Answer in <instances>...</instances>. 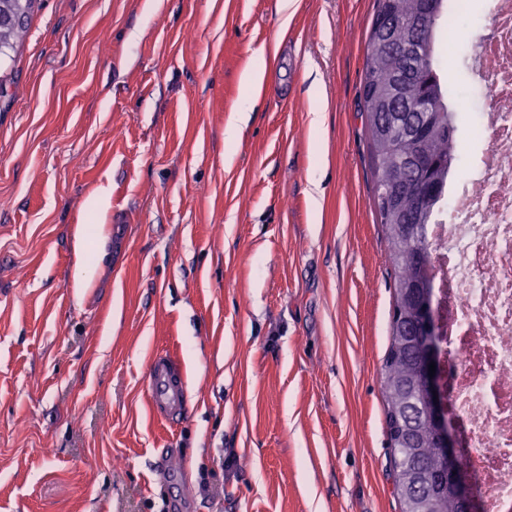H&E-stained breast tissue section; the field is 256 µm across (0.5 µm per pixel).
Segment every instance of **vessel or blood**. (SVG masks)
<instances>
[{
	"label": "vessel or blood",
	"instance_id": "b4317fda",
	"mask_svg": "<svg viewBox=\"0 0 512 512\" xmlns=\"http://www.w3.org/2000/svg\"><path fill=\"white\" fill-rule=\"evenodd\" d=\"M148 406L151 413L171 422L185 412L188 393L179 364L168 354H155L148 371Z\"/></svg>",
	"mask_w": 512,
	"mask_h": 512
}]
</instances>
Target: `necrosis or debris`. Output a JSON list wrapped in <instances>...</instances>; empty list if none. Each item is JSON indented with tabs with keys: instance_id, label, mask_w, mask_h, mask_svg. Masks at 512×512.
Wrapping results in <instances>:
<instances>
[{
	"instance_id": "1",
	"label": "necrosis or debris",
	"mask_w": 512,
	"mask_h": 512,
	"mask_svg": "<svg viewBox=\"0 0 512 512\" xmlns=\"http://www.w3.org/2000/svg\"><path fill=\"white\" fill-rule=\"evenodd\" d=\"M490 15L470 60L493 94L481 116L490 141L476 164L451 169L427 232L451 410L469 439L463 462L491 512H512V0H490Z\"/></svg>"
}]
</instances>
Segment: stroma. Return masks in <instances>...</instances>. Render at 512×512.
Returning <instances> with one entry per match:
<instances>
[{
    "instance_id": "obj_1",
    "label": "stroma",
    "mask_w": 512,
    "mask_h": 512,
    "mask_svg": "<svg viewBox=\"0 0 512 512\" xmlns=\"http://www.w3.org/2000/svg\"><path fill=\"white\" fill-rule=\"evenodd\" d=\"M486 8L439 45L466 156L492 102L466 65ZM375 10L39 0L0 69V512H402L359 114ZM81 224L103 255L78 288ZM159 351L187 377L174 423L148 408Z\"/></svg>"
}]
</instances>
